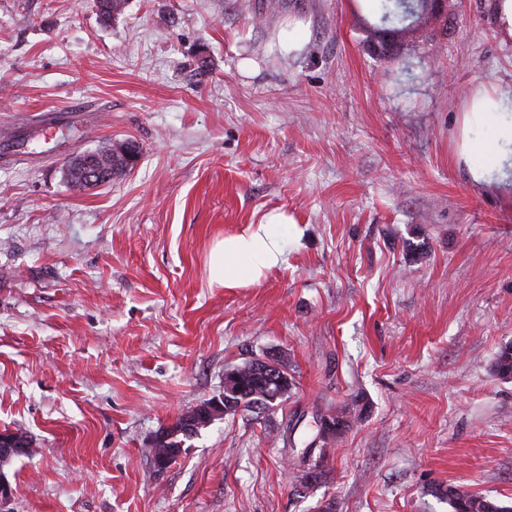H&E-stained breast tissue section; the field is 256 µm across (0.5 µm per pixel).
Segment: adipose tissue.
I'll use <instances>...</instances> for the list:
<instances>
[{"instance_id":"1","label":"adipose tissue","mask_w":512,"mask_h":512,"mask_svg":"<svg viewBox=\"0 0 512 512\" xmlns=\"http://www.w3.org/2000/svg\"><path fill=\"white\" fill-rule=\"evenodd\" d=\"M486 127L492 132V144H476L464 138L460 155L476 184H490L499 175L500 188L508 183L502 175L512 164V93L498 88L476 90L468 102L464 127ZM283 214L266 216L249 225L246 233L224 239L211 254L209 280L224 288H238L260 280L264 273L283 261V247L277 225L287 223Z\"/></svg>"}]
</instances>
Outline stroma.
Returning a JSON list of instances; mask_svg holds the SVG:
<instances>
[{"instance_id": "obj_1", "label": "stroma", "mask_w": 512, "mask_h": 512, "mask_svg": "<svg viewBox=\"0 0 512 512\" xmlns=\"http://www.w3.org/2000/svg\"><path fill=\"white\" fill-rule=\"evenodd\" d=\"M371 55L378 0H0V431L36 452L9 512H450L512 501V193L459 155L470 93L512 87L497 0H446ZM140 154L112 183L65 168ZM272 212L282 264L210 284ZM274 353L278 406L215 420L156 471L154 436ZM361 418L294 485L316 423ZM363 399H359V395H355L354 398L351 399L350 403L345 404L339 412H336V415L330 414L327 417H324L322 420H331L335 429L334 434L331 439H333L338 434L342 433L346 427H349L351 421L353 419H358L364 410L365 404H362L360 407V402ZM303 454V469L299 470L296 481L302 486L316 484L325 474L324 456L308 457L309 451ZM437 490L448 500L451 512H512V502L505 505L497 499L475 494L460 485L448 484L445 493Z\"/></svg>"}]
</instances>
